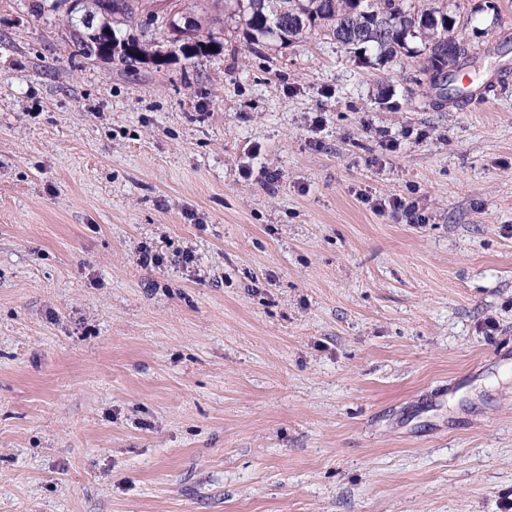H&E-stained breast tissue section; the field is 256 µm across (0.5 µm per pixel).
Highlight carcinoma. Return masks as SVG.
I'll return each instance as SVG.
<instances>
[{
    "mask_svg": "<svg viewBox=\"0 0 512 512\" xmlns=\"http://www.w3.org/2000/svg\"><path fill=\"white\" fill-rule=\"evenodd\" d=\"M100 9L90 19L71 22L75 44L85 55L108 56L114 52L123 62L140 60L144 54L139 39L117 34L138 21L149 0H97ZM231 6L230 13L243 27L249 48L265 41L288 46L316 30L347 49L371 45L387 58L408 56L412 49L408 38H418L426 54L425 71L432 73L431 88L440 99L456 88L442 81L444 69H459L464 60L448 61L434 46L454 35L456 18L433 8L415 4V0H215V5ZM223 29L195 37V48L173 44L187 59L204 57L219 43Z\"/></svg>",
    "mask_w": 512,
    "mask_h": 512,
    "instance_id": "obj_1",
    "label": "carcinoma"
}]
</instances>
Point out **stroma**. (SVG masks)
Here are the masks:
<instances>
[{
    "instance_id": "obj_1",
    "label": "stroma",
    "mask_w": 512,
    "mask_h": 512,
    "mask_svg": "<svg viewBox=\"0 0 512 512\" xmlns=\"http://www.w3.org/2000/svg\"><path fill=\"white\" fill-rule=\"evenodd\" d=\"M38 3L0 0V512H506L512 0H425L477 51L444 102L229 18L85 56ZM181 9V8H179ZM182 12H187L184 9H181ZM194 16V14H191ZM196 27L194 25L193 19L187 15H181L177 12H169L167 15V33L169 34V38L173 41H183L186 44L192 42L191 39L195 37V47L196 50H192L193 48H189L183 43L176 44L170 40L168 42L174 47V54L176 53V49L183 54L186 59H193L196 57H204L211 53V47L215 44L219 43L220 36L223 35L224 30L222 28H218L217 31L210 30L208 31V35L205 37V40L202 36L199 35L202 29V20L195 17ZM195 27V32H194ZM361 198L371 207L380 213L389 211L393 216L406 218V221L411 224H423L426 222L425 216L419 213L416 204L408 202L405 198L395 197L389 200L373 199L372 197L361 193Z\"/></svg>"
}]
</instances>
